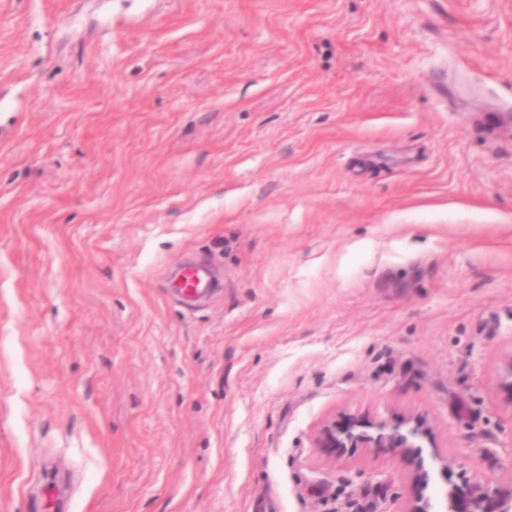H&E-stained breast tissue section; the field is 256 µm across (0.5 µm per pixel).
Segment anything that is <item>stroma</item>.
<instances>
[{"mask_svg":"<svg viewBox=\"0 0 512 512\" xmlns=\"http://www.w3.org/2000/svg\"><path fill=\"white\" fill-rule=\"evenodd\" d=\"M511 360L512 0H0V512L506 487ZM213 271L208 264H196L187 269V275L177 288H184L186 297H197L205 288H211ZM432 448L426 455L423 443ZM316 445L347 453L357 448H395L412 470L419 492L406 512H511L512 485L490 488L481 484L461 486L448 482L450 465L433 444L430 428L419 414L398 419H370L353 415L344 423L326 421L319 429ZM445 479L442 498L425 495L432 475Z\"/></svg>","mask_w":512,"mask_h":512,"instance_id":"stroma-1","label":"stroma"}]
</instances>
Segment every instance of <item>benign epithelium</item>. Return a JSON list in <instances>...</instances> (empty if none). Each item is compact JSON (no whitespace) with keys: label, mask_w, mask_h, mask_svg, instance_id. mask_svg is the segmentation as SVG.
<instances>
[{"label":"benign epithelium","mask_w":512,"mask_h":512,"mask_svg":"<svg viewBox=\"0 0 512 512\" xmlns=\"http://www.w3.org/2000/svg\"><path fill=\"white\" fill-rule=\"evenodd\" d=\"M431 447L424 451V445ZM319 448L347 453L357 448H394L412 470L419 492L407 512H512V485L490 488L481 484L446 483L441 498L425 494L432 475L448 478V459L434 450L430 428L418 414L398 419H370L353 415L344 423L325 422L316 437Z\"/></svg>","instance_id":"1"}]
</instances>
